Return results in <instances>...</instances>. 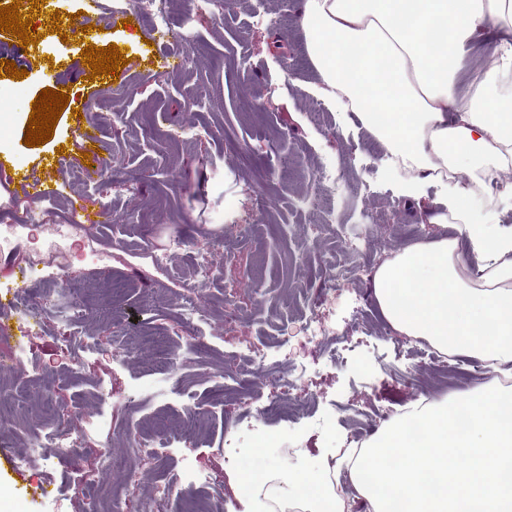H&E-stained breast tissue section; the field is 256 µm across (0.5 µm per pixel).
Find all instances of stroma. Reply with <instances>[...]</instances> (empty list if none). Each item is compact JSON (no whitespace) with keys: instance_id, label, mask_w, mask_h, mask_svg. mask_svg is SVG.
I'll return each instance as SVG.
<instances>
[{"instance_id":"35a3bbf8","label":"stroma","mask_w":512,"mask_h":512,"mask_svg":"<svg viewBox=\"0 0 512 512\" xmlns=\"http://www.w3.org/2000/svg\"><path fill=\"white\" fill-rule=\"evenodd\" d=\"M36 9L35 44L0 33V55L21 54L27 75L0 66V212L20 214L31 202L18 172L38 171L52 156L45 221L62 224L69 206L110 212L84 225L78 238L42 237L19 226L0 250V355L23 343L22 376L0 373V406L15 425L0 428V484L6 512H182L208 494L212 512H246L235 478L308 472L352 436L369 439L381 418L415 398L416 378L435 375L412 338L392 346L373 295L372 274L383 259L435 235H455L441 201L468 195L472 221L512 231V184L492 200L454 182H426L416 204L400 191L399 172L384 146L354 113L327 103L307 51L299 0H186L168 17L191 47L174 53L171 31L156 25L135 0H53ZM83 14L87 32L60 38L52 11ZM131 28H124V21ZM115 45L127 64L87 83L83 37ZM71 91L50 141L24 139L41 90ZM90 124L107 165L87 179L88 160L74 143L77 124ZM335 164L336 215L322 223L311 204L323 162ZM375 225L357 281L343 284L321 312L336 332L363 320L364 342L343 363L329 343L308 341L304 299L323 287V261L342 252L351 227ZM208 277L195 281L200 258ZM85 297L74 319L61 304L69 291ZM46 305L32 323L14 297ZM233 313L225 325V313ZM146 336L167 337L181 360L157 371ZM305 372L295 394L311 416L291 425L249 411L239 399L275 393L271 369L289 362ZM84 416L72 441L69 468L55 460L26 461L32 444ZM154 452L138 451L140 435ZM296 438L299 452L282 446ZM122 462L135 480L104 479L106 460ZM99 486L97 503L80 493Z\"/></svg>"}]
</instances>
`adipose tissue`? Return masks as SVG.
<instances>
[{
	"instance_id": "adipose-tissue-1",
	"label": "adipose tissue",
	"mask_w": 512,
	"mask_h": 512,
	"mask_svg": "<svg viewBox=\"0 0 512 512\" xmlns=\"http://www.w3.org/2000/svg\"><path fill=\"white\" fill-rule=\"evenodd\" d=\"M300 13L323 95L356 112L392 165L408 170L409 200L441 168L486 176L512 168V0H300ZM490 26L495 61L457 93L469 48ZM443 205L459 237L409 244L383 263L377 304L402 334L495 369L511 364L512 233L472 223L463 197ZM411 422L419 440L406 436ZM279 479L328 512L358 504L365 512H512V388L416 399L361 448ZM342 484L346 492L336 493Z\"/></svg>"
}]
</instances>
